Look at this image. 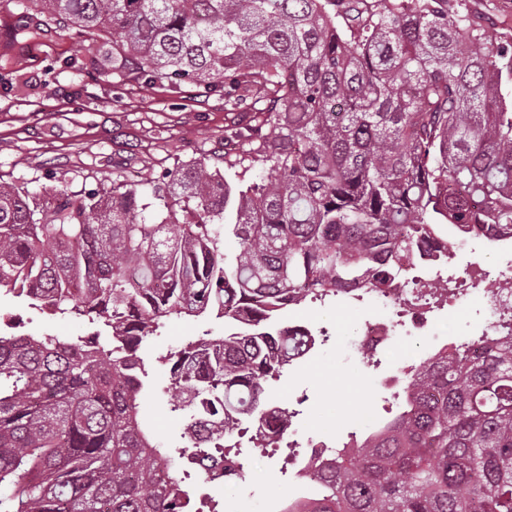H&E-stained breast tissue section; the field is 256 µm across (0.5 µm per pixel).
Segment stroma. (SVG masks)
<instances>
[{"instance_id":"35a3bbf8","label":"stroma","mask_w":512,"mask_h":512,"mask_svg":"<svg viewBox=\"0 0 512 512\" xmlns=\"http://www.w3.org/2000/svg\"><path fill=\"white\" fill-rule=\"evenodd\" d=\"M449 12L480 16L493 41L512 49V0H448ZM33 12L21 0H0V182L70 191L111 189L113 182L140 186L164 170L224 149V128L235 118L221 96L169 85H120L99 75L94 54L78 30L36 34ZM297 319L329 327L333 342L324 356L284 370L271 397L279 406L297 389L315 395L295 417L300 433L339 430L368 402L374 388L369 360H344L338 342L350 336L362 314L302 302ZM0 315L22 318L34 336L77 337L87 322L39 313L18 299L0 298ZM224 323L172 315L164 319L147 351V396L153 435L160 447L183 442L184 421L173 405L176 393L162 358L168 350L203 334L220 335ZM242 487L224 492L226 512H244L253 502L285 494L288 476L262 457L245 462Z\"/></svg>"}]
</instances>
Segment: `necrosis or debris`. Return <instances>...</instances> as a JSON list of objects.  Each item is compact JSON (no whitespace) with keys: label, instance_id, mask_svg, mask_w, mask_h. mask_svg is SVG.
I'll return each mask as SVG.
<instances>
[{"label":"necrosis or debris","instance_id":"necrosis-or-debris-1","mask_svg":"<svg viewBox=\"0 0 512 512\" xmlns=\"http://www.w3.org/2000/svg\"><path fill=\"white\" fill-rule=\"evenodd\" d=\"M484 251L490 260L481 259ZM336 303L369 312L346 352L384 355L386 366L375 378L379 401L353 413L341 430L301 436L300 453L288 459L289 512L314 500L321 470L337 453L359 447L408 414L414 403L411 382L425 362L449 350L474 353L488 340L512 339V236L456 241L439 262L411 264L384 294L348 288L337 294ZM462 305L472 308L469 320L449 326L450 312ZM406 340L419 342V356L393 357L394 347Z\"/></svg>","mask_w":512,"mask_h":512}]
</instances>
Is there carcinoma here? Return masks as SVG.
Here are the masks:
<instances>
[{"instance_id": "carcinoma-1", "label": "carcinoma", "mask_w": 512, "mask_h": 512, "mask_svg": "<svg viewBox=\"0 0 512 512\" xmlns=\"http://www.w3.org/2000/svg\"><path fill=\"white\" fill-rule=\"evenodd\" d=\"M47 30L112 39L127 85L220 92L224 156L147 190L0 183V293L101 333H0V512H184L146 407L170 315L224 334L169 350L178 409L260 447L287 412L288 301L379 292L425 240L512 226V57L448 0H29ZM415 408L336 458L314 512H512V341L421 370ZM229 473L237 448L189 441Z\"/></svg>"}]
</instances>
